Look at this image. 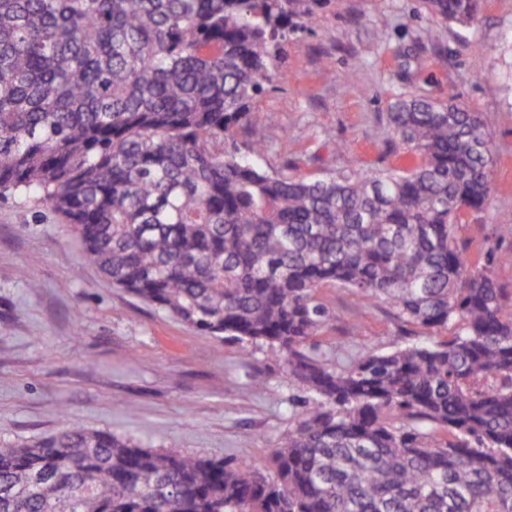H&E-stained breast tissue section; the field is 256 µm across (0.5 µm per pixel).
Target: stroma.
Returning a JSON list of instances; mask_svg holds the SVG:
<instances>
[{"label":"stroma","mask_w":512,"mask_h":512,"mask_svg":"<svg viewBox=\"0 0 512 512\" xmlns=\"http://www.w3.org/2000/svg\"><path fill=\"white\" fill-rule=\"evenodd\" d=\"M417 0H332L291 35L276 77L254 106L273 148L264 167L313 177L360 159L384 169L397 142L387 114L397 95L462 97L479 112L496 155L487 208L461 235L472 248L512 223V0H484L479 20L449 25L439 47ZM336 318L320 353L384 352L419 330L386 306L325 289ZM196 331L114 288L51 211L0 202V442L35 440L67 419L156 452L270 455L307 392L277 350Z\"/></svg>","instance_id":"obj_1"}]
</instances>
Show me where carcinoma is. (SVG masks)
Segmentation results:
<instances>
[{
  "mask_svg": "<svg viewBox=\"0 0 512 512\" xmlns=\"http://www.w3.org/2000/svg\"><path fill=\"white\" fill-rule=\"evenodd\" d=\"M323 0H0V199L73 227L112 285L278 347L310 397L269 464L162 454L77 422L0 445V512H512V318L463 224L494 149L455 97L388 113L401 163L315 179L260 161L253 101ZM482 0H422L423 40ZM249 135L237 146L238 133ZM339 285L442 341L316 354Z\"/></svg>",
  "mask_w": 512,
  "mask_h": 512,
  "instance_id": "obj_1",
  "label": "carcinoma"
}]
</instances>
